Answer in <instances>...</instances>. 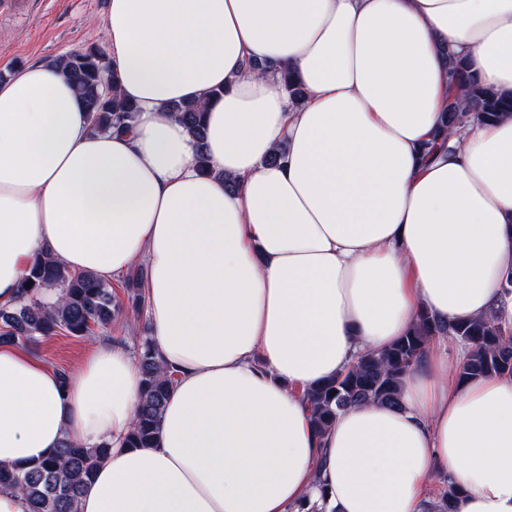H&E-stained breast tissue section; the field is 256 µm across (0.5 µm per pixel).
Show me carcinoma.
I'll use <instances>...</instances> for the list:
<instances>
[{
	"label": "carcinoma",
	"mask_w": 512,
	"mask_h": 512,
	"mask_svg": "<svg viewBox=\"0 0 512 512\" xmlns=\"http://www.w3.org/2000/svg\"><path fill=\"white\" fill-rule=\"evenodd\" d=\"M63 75L73 85L89 113L90 130L106 133L132 127L136 107L103 90L110 72V59L95 44L72 50L58 58ZM269 67L280 75L281 84L298 104L304 89L283 65L249 63V69ZM449 83L461 88L450 104L446 123L464 126L471 121L493 120L512 113V99L481 85L468 72L467 63L452 55L448 61ZM175 113L198 141L205 139L206 105L197 100L174 103ZM46 288H59L61 301L47 306L41 301ZM126 301L112 286L92 272L70 273L47 257L39 258L21 279L18 301L0 308V344L35 345L46 336L65 334L77 338L107 329L122 312L141 316L147 308L143 273L130 271L120 282ZM452 336L468 346V355L458 367L461 380L487 374H512V324L499 318H486L444 325L424 313L412 332L390 348L357 355L344 373L307 391L312 420L323 434L339 412L354 404L377 402L400 404L401 382L421 358L429 338ZM138 366L143 377L137 421L127 442L132 448L153 445L163 407L174 386V374L164 371L149 337L138 343ZM110 447L86 448L67 437L51 456L26 467L0 463V490H19L27 498L30 512H76L80 495L91 483L95 470L103 463Z\"/></svg>",
	"instance_id": "carcinoma-1"
}]
</instances>
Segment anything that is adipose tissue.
I'll return each mask as SVG.
<instances>
[{
  "label": "adipose tissue",
  "mask_w": 512,
  "mask_h": 512,
  "mask_svg": "<svg viewBox=\"0 0 512 512\" xmlns=\"http://www.w3.org/2000/svg\"><path fill=\"white\" fill-rule=\"evenodd\" d=\"M103 38L129 131L91 133L54 59L0 82V308L41 254L105 281L145 263L176 384L154 447L132 448L126 346L96 341L64 382L2 344L0 462L110 444L78 512H425L438 470L456 512H512V374L459 379L465 346L432 338L400 406L323 434L306 398L421 312L512 319V115L424 155L445 51L512 98V0H110ZM251 60L287 64L304 100ZM187 99L209 102L204 142L168 110Z\"/></svg>",
  "instance_id": "obj_1"
}]
</instances>
